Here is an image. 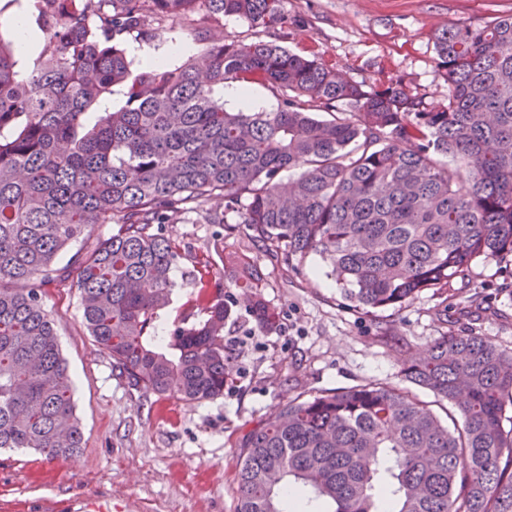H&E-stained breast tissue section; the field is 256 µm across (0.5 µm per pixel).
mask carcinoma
Here are the masks:
<instances>
[{
    "label": "carcinoma",
    "instance_id": "cac0c4a2",
    "mask_svg": "<svg viewBox=\"0 0 512 512\" xmlns=\"http://www.w3.org/2000/svg\"><path fill=\"white\" fill-rule=\"evenodd\" d=\"M46 47L16 70L0 38V448L80 453L68 365L45 288L77 271L83 324L131 386L201 403L233 382L225 336L236 294L203 289L196 316L157 350L179 259L165 225L193 214L245 224L281 268L316 254L354 308L443 291L477 260L512 258V13L432 36L448 102L401 81L369 89L318 55L271 42L198 39L174 69L132 71L122 48L173 15L283 27V0H26ZM260 83L274 112H230L224 83ZM120 86L125 104L86 111ZM325 112L332 119H320ZM466 170L461 176L460 169ZM298 169L284 185L279 175ZM97 224L112 235L59 255ZM235 287L262 268L236 261ZM263 331L279 316L262 299ZM404 379L455 406L448 428L407 388L368 383L294 398L243 437L236 512H512V351L446 333Z\"/></svg>",
    "mask_w": 512,
    "mask_h": 512
}]
</instances>
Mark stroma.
<instances>
[{
    "label": "stroma",
    "mask_w": 512,
    "mask_h": 512,
    "mask_svg": "<svg viewBox=\"0 0 512 512\" xmlns=\"http://www.w3.org/2000/svg\"><path fill=\"white\" fill-rule=\"evenodd\" d=\"M284 9L290 20L284 37L242 17L200 13L190 21L166 19L142 45L174 68L204 51L200 30L244 43L269 41L324 55L347 79L368 87L404 80L439 104L447 102L448 86L436 73L431 33L510 13L512 0H285ZM167 230L181 256L158 328L194 312L200 262L230 286L238 256L268 270L259 293L278 311V327L257 329L248 296L238 292L235 381L223 396L188 403L129 386L83 325L75 278L49 285L45 305L73 378L83 448L68 460L0 450V512H62L67 504L73 512H235L239 441L288 400L367 382L402 384L404 358L455 330L460 308L473 298L484 310L463 319L466 330L512 350V266L479 262L453 280L447 295L426 289L404 305L367 313L343 300L319 256H309L298 275L274 268L247 225L181 222Z\"/></svg>",
    "instance_id": "35a3bbf8"
}]
</instances>
